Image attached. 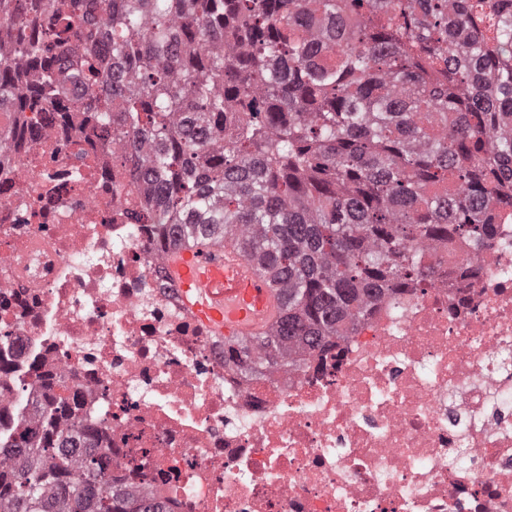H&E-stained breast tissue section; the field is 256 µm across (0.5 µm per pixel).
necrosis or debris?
I'll return each instance as SVG.
<instances>
[{"mask_svg":"<svg viewBox=\"0 0 512 512\" xmlns=\"http://www.w3.org/2000/svg\"><path fill=\"white\" fill-rule=\"evenodd\" d=\"M30 0H0V54ZM0 121V435L65 386L114 480L170 512H512V208L416 245L325 351L244 371L167 279L153 196L84 97Z\"/></svg>","mask_w":512,"mask_h":512,"instance_id":"1","label":"necrosis or debris"}]
</instances>
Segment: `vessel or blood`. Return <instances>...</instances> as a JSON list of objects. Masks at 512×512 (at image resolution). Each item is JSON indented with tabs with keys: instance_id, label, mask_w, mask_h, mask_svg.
<instances>
[{
	"instance_id": "b4317fda",
	"label": "vessel or blood",
	"mask_w": 512,
	"mask_h": 512,
	"mask_svg": "<svg viewBox=\"0 0 512 512\" xmlns=\"http://www.w3.org/2000/svg\"><path fill=\"white\" fill-rule=\"evenodd\" d=\"M165 267L184 309L215 336H258L283 314L276 288L231 242L183 247L166 257Z\"/></svg>"
}]
</instances>
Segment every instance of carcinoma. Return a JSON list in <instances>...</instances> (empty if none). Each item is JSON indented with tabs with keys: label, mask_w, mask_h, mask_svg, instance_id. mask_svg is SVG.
I'll return each mask as SVG.
<instances>
[{
	"label": "carcinoma",
	"mask_w": 512,
	"mask_h": 512,
	"mask_svg": "<svg viewBox=\"0 0 512 512\" xmlns=\"http://www.w3.org/2000/svg\"><path fill=\"white\" fill-rule=\"evenodd\" d=\"M56 49L17 35L0 109L26 107L14 65L41 67L138 155L161 250L241 246L286 315L224 358L319 350L383 291L421 278L412 244L489 237L512 207V0H40ZM84 43L70 69L64 50ZM448 72L427 81L423 63ZM240 112L224 137V113ZM55 403L0 438V512H165L112 481L91 429Z\"/></svg>",
	"instance_id": "1"
}]
</instances>
